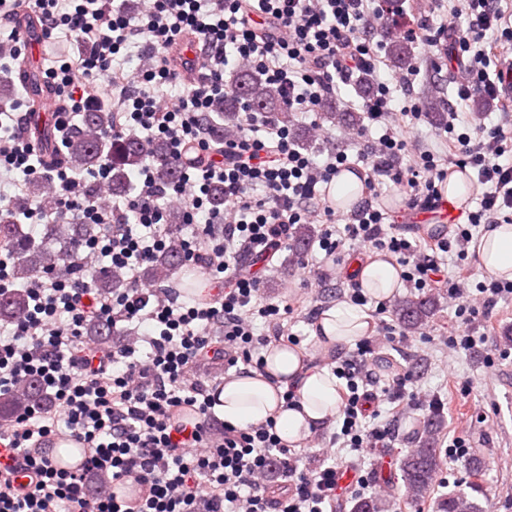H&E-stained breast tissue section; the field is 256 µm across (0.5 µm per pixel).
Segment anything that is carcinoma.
Listing matches in <instances>:
<instances>
[{
    "mask_svg": "<svg viewBox=\"0 0 512 512\" xmlns=\"http://www.w3.org/2000/svg\"><path fill=\"white\" fill-rule=\"evenodd\" d=\"M391 62L403 67L411 61V51L407 44L394 41L389 48ZM29 106L33 112L45 110L46 101L40 94L34 75H29ZM247 105L256 111H281L279 90L259 75L243 71L233 78L230 93L224 101L216 104L215 112L219 120H208L210 138L218 143L224 138L226 124L239 117L241 106ZM82 127L65 143L62 160L73 170H88L103 163L111 168L109 191L122 194L129 189V172L142 162L140 142L128 137L117 145H112L109 132L112 130V113L100 107L86 112L81 118ZM154 161L163 180H173L178 176L177 168L169 164L165 146L158 143L154 147ZM49 182L35 180L28 184L24 196L14 199L0 208V246L9 247L16 255L13 266L15 279L28 283L50 271L58 277H68L74 270L73 257L78 244L96 235L99 227L95 224H68L61 229L56 223L46 224V239L55 240L59 248L51 249L44 244H36L21 230L20 218L32 204L48 198ZM167 222L172 232L166 248L159 253L143 273L145 280L161 283L171 278L183 262V242L178 229L183 225V214L177 209L167 213ZM94 286L102 293L118 291L126 287V282L118 272L100 270L94 275ZM27 306V293L23 288L0 295V321H14L23 315ZM433 313V302L426 299H404L395 305V314L405 329H417ZM92 343L101 350L112 346V329L93 320L86 329ZM47 403V396L34 381L23 383L16 391L0 397V424L8 423L15 413L32 404ZM438 421L424 423L420 446L413 448L400 461V480L405 500L417 501L430 494L434 477L439 467V455L433 447V430ZM437 512H483L480 506L463 493L450 494L437 503Z\"/></svg>",
    "mask_w": 512,
    "mask_h": 512,
    "instance_id": "1",
    "label": "carcinoma"
}]
</instances>
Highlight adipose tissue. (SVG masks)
Instances as JSON below:
<instances>
[{
	"label": "adipose tissue",
	"instance_id": "obj_1",
	"mask_svg": "<svg viewBox=\"0 0 512 512\" xmlns=\"http://www.w3.org/2000/svg\"><path fill=\"white\" fill-rule=\"evenodd\" d=\"M478 263L489 274L512 280V224L486 226L476 246ZM357 280L365 295L390 297L399 286V273L388 261L370 259L358 266ZM370 316L358 305L342 302L321 312L313 336L318 344L348 345L367 335ZM264 372L251 371L225 378L217 388L216 412L238 428L274 419L283 443L298 447L311 431L339 414V383L328 369H309L297 350L269 348ZM295 389L298 405L285 407L287 389Z\"/></svg>",
	"mask_w": 512,
	"mask_h": 512
}]
</instances>
